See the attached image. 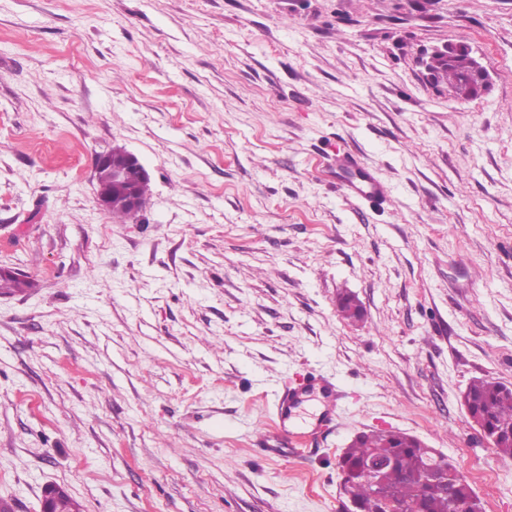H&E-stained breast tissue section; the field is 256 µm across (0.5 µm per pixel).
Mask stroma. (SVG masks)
I'll list each match as a JSON object with an SVG mask.
<instances>
[{"mask_svg": "<svg viewBox=\"0 0 512 512\" xmlns=\"http://www.w3.org/2000/svg\"><path fill=\"white\" fill-rule=\"evenodd\" d=\"M467 43L463 100L424 62ZM126 147L150 194L96 204ZM391 191L328 176L333 147ZM0 498L40 512H343L337 462L400 431L512 467L468 417L512 384V0H0ZM361 305L345 319L341 294ZM341 398L311 448L254 445L282 385ZM438 60L448 63L446 67L441 66L443 75L434 74L432 70V66ZM448 60L461 62L465 70L462 65L451 64ZM424 65L432 80H434V74L437 84L447 83L452 88V92L462 99L478 96L488 84L489 74L486 67L480 59L472 55L471 49L465 43H445L441 47H436L428 56ZM465 71L470 77L467 82L462 83L466 78ZM126 155L123 164L113 162V151ZM94 178L97 183V205L104 211H111L112 218L124 221L137 214L143 207L142 186L148 181L149 173L140 160L131 152L115 148L97 154L93 164ZM150 183L143 187V194L148 195ZM118 201L121 206H113ZM113 206V207H112ZM129 210V211H128ZM336 185L350 198L376 202L387 196L375 174L350 153H336Z\"/></svg>", "mask_w": 512, "mask_h": 512, "instance_id": "obj_1", "label": "stroma"}]
</instances>
